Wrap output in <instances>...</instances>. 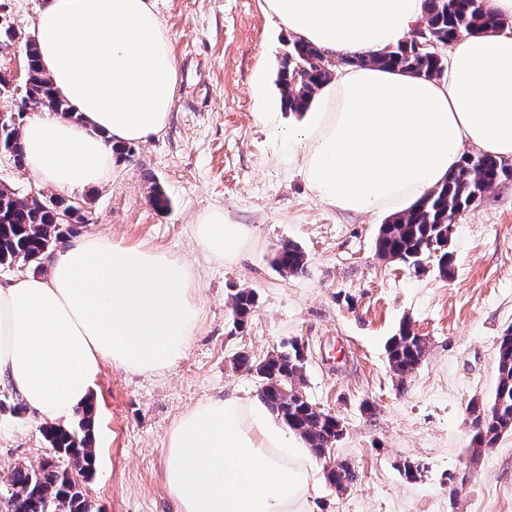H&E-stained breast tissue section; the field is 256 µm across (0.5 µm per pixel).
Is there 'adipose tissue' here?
<instances>
[{"label": "adipose tissue", "mask_w": 512, "mask_h": 512, "mask_svg": "<svg viewBox=\"0 0 512 512\" xmlns=\"http://www.w3.org/2000/svg\"><path fill=\"white\" fill-rule=\"evenodd\" d=\"M293 38L346 59L403 41L424 0H265ZM41 69L70 115L46 109L22 128L25 167L69 193L109 183L113 146L166 126L178 80L154 0H44ZM289 142L315 196L356 213L403 210L454 171L467 149L512 159V30L456 39L444 79L349 64L312 100ZM202 247L236 258L250 234L221 210L196 224ZM48 277L0 282V384L40 420L87 404L103 362L155 374L191 345L198 285L167 254L90 234L46 259ZM303 443L257 399L213 397L166 442L179 512H306Z\"/></svg>", "instance_id": "obj_1"}]
</instances>
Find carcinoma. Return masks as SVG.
<instances>
[{"mask_svg": "<svg viewBox=\"0 0 512 512\" xmlns=\"http://www.w3.org/2000/svg\"><path fill=\"white\" fill-rule=\"evenodd\" d=\"M424 24L435 39L452 42L462 33L487 34L504 27L505 18L482 6V0H424ZM356 64H370L398 69L405 73L442 79L447 60L440 54L424 50L418 38L374 54H361L350 59ZM332 65L318 48L295 41L285 57L280 73L282 98L286 109L299 113L329 81ZM33 102L56 112L68 113L66 102L53 94L48 80L38 66L37 47L31 42L26 50V80L22 104ZM22 111L10 123L9 131L0 138V153L13 158L16 166L24 163L21 140ZM512 179V164L483 152L466 154L457 169L418 204L391 217L380 225L376 252L385 260L400 261L415 267L425 259L437 260L439 273L448 277L451 262L445 244L448 243V222L472 207L494 185ZM70 215L73 223H83V216L74 212V203L63 197L36 199L19 196L6 185L0 187V266L10 267L18 262L41 269L43 257L53 250L64 235ZM273 265L283 275H298L305 271L307 258L294 243L283 244L276 252ZM253 293L243 290L232 302L239 321L252 311ZM390 368L399 376L416 368L426 353L425 343L407 337L405 331L389 339L386 347ZM304 355L296 341L267 357L255 366L260 377V397L269 411L295 431L316 456L343 436L334 417L319 409L300 391L282 396L267 386L268 377L276 375L286 387L294 379H303ZM94 405L81 410L80 419L71 427L45 424L42 434L51 448H64L67 466L41 467L35 472L25 466L14 469L11 475L14 512H55L67 502L69 512H91V505L78 499L67 489L65 470L87 471L95 465L93 448ZM474 448H490L499 438L512 432V331L500 337L497 345V386L490 401L472 400L466 407Z\"/></svg>", "mask_w": 512, "mask_h": 512, "instance_id": "carcinoma-1", "label": "carcinoma"}]
</instances>
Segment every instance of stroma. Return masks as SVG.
Segmentation results:
<instances>
[{"instance_id":"obj_1","label":"stroma","mask_w":512,"mask_h":512,"mask_svg":"<svg viewBox=\"0 0 512 512\" xmlns=\"http://www.w3.org/2000/svg\"><path fill=\"white\" fill-rule=\"evenodd\" d=\"M42 3L0 0V21L16 33L0 45L1 70L25 65ZM155 9L179 70L168 124L114 159L108 185L81 190L89 221L72 236L107 234L179 260L199 285L200 327L163 372L102 364L91 389L96 466L81 481L95 512H177L164 476L171 428L209 397H258L255 365L291 340L305 356L302 392L344 423L330 456L358 475L337 491L314 458L308 512H512V433L471 458L465 412L493 397L498 340L512 328V179L458 218L450 277L430 262L415 271L382 259L375 243L389 212L319 201L283 138L292 114L278 78L292 38L264 0H155ZM156 184L168 210L150 202ZM210 208L250 229L234 260L213 258L195 236ZM287 242L306 252L303 274L273 266ZM241 290L256 305L239 326L231 304ZM404 322L424 336L426 354L402 381L385 346ZM240 355L247 365H236ZM17 404L0 386V508L13 469L51 454L41 421ZM406 462L420 475L405 476Z\"/></svg>"}]
</instances>
